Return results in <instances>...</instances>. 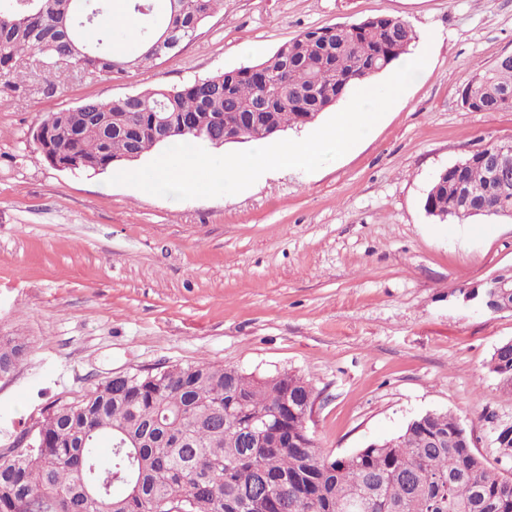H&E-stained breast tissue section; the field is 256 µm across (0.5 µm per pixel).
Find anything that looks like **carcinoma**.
<instances>
[{"instance_id":"obj_1","label":"carcinoma","mask_w":512,"mask_h":512,"mask_svg":"<svg viewBox=\"0 0 512 512\" xmlns=\"http://www.w3.org/2000/svg\"><path fill=\"white\" fill-rule=\"evenodd\" d=\"M223 7L129 0L138 42L120 51L105 0H0V81L24 83L32 59L40 61L32 73L52 90L65 69L125 76L158 60L149 47L164 32L179 50ZM415 40L409 23L389 17L306 31L261 61L182 87L54 112L34 141L52 167L91 174L163 144L219 148L228 129L237 142L264 141L271 129L314 122ZM462 101L473 112H512V55L475 65ZM157 112L193 121L196 132L157 139ZM485 158L478 151L442 171L426 196L428 214L445 224L482 210L494 192ZM28 352L23 337L0 336V367L15 368ZM488 369L512 374L511 342L495 349ZM315 400L298 374L256 377L207 361L114 376L35 420L37 448L0 451V512H512V475L474 451L453 415H419L392 438L331 457L307 428Z\"/></svg>"}]
</instances>
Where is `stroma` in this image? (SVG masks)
<instances>
[{"label":"stroma","mask_w":512,"mask_h":512,"mask_svg":"<svg viewBox=\"0 0 512 512\" xmlns=\"http://www.w3.org/2000/svg\"><path fill=\"white\" fill-rule=\"evenodd\" d=\"M374 16L408 22L412 55L428 61L359 143L315 172L273 170L234 195L174 200L56 169L33 139L47 115L85 100L179 87ZM508 54L512 0H224L154 66L54 91L0 85V332L31 345L0 379V450L114 374L206 359L308 380L323 454L447 412L512 473L494 443L512 398L487 368L512 340V311L463 298L512 269V219L442 224L424 209L441 171L512 142V112L461 99L473 65Z\"/></svg>","instance_id":"stroma-1"}]
</instances>
